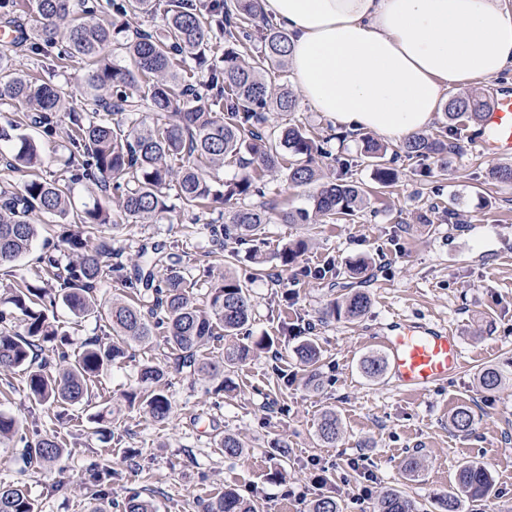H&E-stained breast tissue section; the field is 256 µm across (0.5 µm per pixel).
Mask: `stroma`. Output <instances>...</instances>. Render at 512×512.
<instances>
[{"mask_svg": "<svg viewBox=\"0 0 512 512\" xmlns=\"http://www.w3.org/2000/svg\"><path fill=\"white\" fill-rule=\"evenodd\" d=\"M301 122L316 136L330 137L331 154L319 164L328 176L337 160L361 150L359 139H339L332 119L299 102L297 112H273L270 126ZM470 124L458 153L449 155L446 175H427V162L402 160L392 194L371 198L364 215L334 224H271L260 251L267 275L252 279L253 263L241 256L236 271L251 295L252 340L270 341L246 363L225 371L227 390L214 396V382L170 371L172 413L159 424L126 405L127 393L139 390L138 372L147 360L167 358L163 340L129 352L100 387L125 419L113 436L100 435L82 408L71 414L81 424L75 454L54 465L23 470L21 462L0 452V482L30 486L41 512H86V500L74 484L93 460L112 469V495L138 491L154 496L159 512H202L224 488L261 503L264 512H307L316 495L331 496L342 512H373L390 487L404 490L417 505L441 512L459 466L477 461L493 479L489 497L464 502L461 512H512V385L495 392L477 386L488 365L512 373V184L494 179L500 158L480 151ZM455 198L456 221L448 224L434 204ZM223 223L216 204L190 215L164 214L154 224L124 225L115 234L119 247L153 241L171 245L196 279L194 294L205 299L212 278L224 272L222 255L211 253L208 222ZM309 240L295 267L281 266L285 242ZM371 259L367 286L372 304L362 318L349 322L326 316L341 297L350 269ZM332 266L317 279L307 269ZM444 325L459 336L467 368L452 382L421 393L397 390L386 379L370 380L360 369L377 351L371 338L393 318ZM320 350L311 368L299 360L303 341ZM14 388L0 397V411L25 427L59 430L44 407L28 398L20 374ZM472 406V431H454L452 411ZM340 423L336 443H324L318 425L326 411ZM225 434L246 441L250 452L225 458L216 446ZM286 445L285 454L273 443ZM417 460L405 473L408 460ZM286 480H274L275 472Z\"/></svg>", "mask_w": 512, "mask_h": 512, "instance_id": "stroma-1", "label": "stroma"}]
</instances>
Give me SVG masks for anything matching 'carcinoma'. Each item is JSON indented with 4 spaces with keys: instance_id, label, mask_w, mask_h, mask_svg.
I'll list each match as a JSON object with an SVG mask.
<instances>
[{
    "instance_id": "cac0c4a2",
    "label": "carcinoma",
    "mask_w": 512,
    "mask_h": 512,
    "mask_svg": "<svg viewBox=\"0 0 512 512\" xmlns=\"http://www.w3.org/2000/svg\"><path fill=\"white\" fill-rule=\"evenodd\" d=\"M19 0H0V24L18 26L22 36L0 47V105L24 107L28 126L56 134L61 118L67 119L72 173L47 178L34 169L40 165L35 141L20 126L0 127V162L9 169H30V178L14 190H0V266L19 262L39 238L42 225L31 216L71 218L62 225L58 243L41 257L32 277L0 281V297L9 310L0 311V372L24 374L27 395L62 421L69 408L81 405L92 411L91 420L112 427L120 423L97 383L134 345H148L160 336L179 352L178 366L194 377L215 380L222 369L249 360L260 341L247 342L252 322L249 289L236 273L224 275L209 288V301L201 305L180 261L164 243H142L131 264L122 260L124 249L101 235V228L118 230L131 219L152 223L175 197L187 209L205 203L228 207V221L209 224L211 247L221 253L227 242L252 244L262 240L266 226L284 224H334L361 213L367 191L352 177L358 160L338 161L340 174L324 179L313 166L315 157L331 151L305 126L287 123L279 132L266 131L267 113L297 111V99L282 88L272 93L267 71L287 62L290 35L267 18L262 0H30L25 4L29 26L19 25ZM161 16L162 24L131 29L132 21ZM67 23L65 43L58 40L60 23ZM261 44L260 54L247 62L241 48ZM121 51L128 64L114 59ZM34 54L64 67L83 63L81 80L87 92L85 107L69 103L67 94L50 81L31 77L19 63ZM209 72L206 84L193 81L196 70ZM486 101L479 96L453 97L444 105L443 126L436 133H416L405 139L397 153L408 159L430 160L445 168L448 154L456 150L452 137L469 122L480 121ZM387 147L362 137L361 156L373 166L374 186L382 193L396 184L393 160ZM246 169L223 180L216 171L228 161ZM288 163V182L314 187L310 208L272 212L263 205H239L254 195L265 173ZM87 180L99 191H115L113 208L99 202L71 208L74 185ZM308 241L285 243L278 258L289 268L307 250ZM369 269L366 262L351 268L354 282L330 303L328 314L354 321L370 306L367 292L356 285ZM132 290L130 297L102 302L98 288L110 279ZM62 306L77 319L92 318L107 328L79 350L70 348L66 333L49 317ZM219 336L228 338L222 365L210 361L203 349ZM360 368L370 379L385 372L380 355H370ZM167 369L147 363L139 370L143 394L139 401L156 423L170 417L172 402L167 389ZM484 392L499 390L504 377L486 367L477 377ZM471 407L461 405L450 416L457 432L473 429ZM340 432L336 413L328 411L319 426L322 441L333 443ZM16 447L26 467L37 468L60 459L69 451L58 433L29 430L11 414L0 412V447ZM225 456L244 454V444L234 435L221 438ZM78 487L85 489L89 512H158L154 499L134 492L121 502L112 501V469L93 461L85 468ZM491 490L488 470L466 462L455 483L441 500L444 512H459L461 499L482 500ZM0 512H40L26 484L0 483ZM204 512H261L256 501L228 487ZM309 512H340L338 502L321 496ZM375 512H416L414 503L398 488L383 492Z\"/></svg>"
}]
</instances>
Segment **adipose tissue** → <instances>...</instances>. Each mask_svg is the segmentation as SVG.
<instances>
[{
	"label": "adipose tissue",
	"mask_w": 512,
	"mask_h": 512,
	"mask_svg": "<svg viewBox=\"0 0 512 512\" xmlns=\"http://www.w3.org/2000/svg\"><path fill=\"white\" fill-rule=\"evenodd\" d=\"M291 34L305 101L341 127L395 140L443 96L512 67V0H264Z\"/></svg>",
	"instance_id": "1"
}]
</instances>
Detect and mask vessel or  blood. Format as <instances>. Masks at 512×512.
<instances>
[{"label": "vessel or blood", "mask_w": 512, "mask_h": 512, "mask_svg": "<svg viewBox=\"0 0 512 512\" xmlns=\"http://www.w3.org/2000/svg\"><path fill=\"white\" fill-rule=\"evenodd\" d=\"M483 152L512 154V88H500L475 135ZM392 383L407 392L426 391L445 384L468 365L454 331L429 323H390L375 336Z\"/></svg>", "instance_id": "vessel-or-blood-1"}]
</instances>
